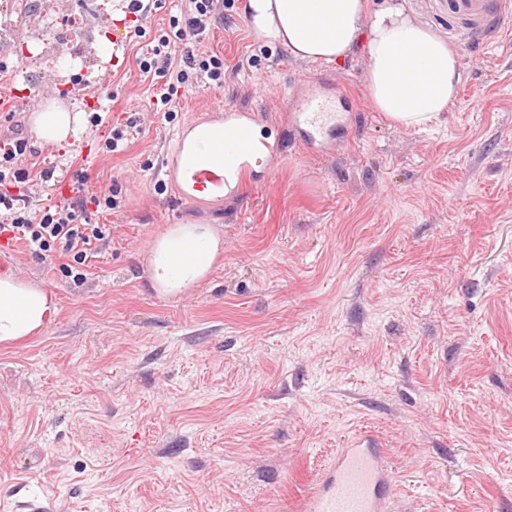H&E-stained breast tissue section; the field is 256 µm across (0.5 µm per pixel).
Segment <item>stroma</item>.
<instances>
[{
	"instance_id": "35a3bbf8",
	"label": "stroma",
	"mask_w": 512,
	"mask_h": 512,
	"mask_svg": "<svg viewBox=\"0 0 512 512\" xmlns=\"http://www.w3.org/2000/svg\"><path fill=\"white\" fill-rule=\"evenodd\" d=\"M0 0V140L24 138L26 162L57 181L22 186L32 208L64 202L77 180L121 203L88 211L112 227L74 285L0 238V264L50 292L43 331L0 347V512H291L337 448H384L397 482L389 512H512V5L404 0L458 55L454 105L427 129L373 108L355 50L306 63L251 33L242 0L223 54V88L186 92L174 120L146 112L120 153L104 141L121 112L143 108L136 45L121 0H65L103 83L60 77L57 54L26 55L46 0ZM328 78L349 128L332 153L282 123V91ZM100 113L62 147L30 129V92ZM254 114L283 163L251 171L232 194L188 204L163 174L187 117L215 105ZM208 224L224 251L178 300L147 273L154 238Z\"/></svg>"
}]
</instances>
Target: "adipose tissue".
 Listing matches in <instances>:
<instances>
[{
  "label": "adipose tissue",
  "instance_id": "ef3b65f1",
  "mask_svg": "<svg viewBox=\"0 0 512 512\" xmlns=\"http://www.w3.org/2000/svg\"><path fill=\"white\" fill-rule=\"evenodd\" d=\"M244 12L257 40L281 45L302 62L334 63L355 47L366 55L365 82L376 111L394 125L425 129L451 107L461 80L458 56L446 42L420 25L400 0H386L370 11L368 0H246ZM85 126V115L47 99L31 115L38 144L54 148ZM238 135L253 142L242 163L261 165L267 158L258 123L243 117L205 121L180 144L181 169L208 167V148ZM222 248L208 224H174L158 235L148 254V272L156 291L170 299L198 286L210 274ZM51 296L28 279L0 276V346L9 347L42 332Z\"/></svg>",
  "mask_w": 512,
  "mask_h": 512
}]
</instances>
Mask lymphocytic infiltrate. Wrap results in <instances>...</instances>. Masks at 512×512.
Listing matches in <instances>:
<instances>
[{
	"label": "lymphocytic infiltrate",
	"mask_w": 512,
	"mask_h": 512,
	"mask_svg": "<svg viewBox=\"0 0 512 512\" xmlns=\"http://www.w3.org/2000/svg\"><path fill=\"white\" fill-rule=\"evenodd\" d=\"M224 7L225 0H183L179 15L170 18L164 31L150 37L143 27L130 30V41L141 46L139 71L153 82V111L175 118L179 90H191L205 81L223 85V56L202 50L201 44L209 31L223 25ZM26 152L22 138L0 146V238L20 241L32 255L45 260L65 256L62 275L81 283L86 277L89 246L109 243L111 228L82 223L80 217L91 206L115 209L118 192L108 188L89 196L77 186L66 203L36 210L22 206L11 188L30 177L20 163Z\"/></svg>",
	"instance_id": "f902f5d3"
}]
</instances>
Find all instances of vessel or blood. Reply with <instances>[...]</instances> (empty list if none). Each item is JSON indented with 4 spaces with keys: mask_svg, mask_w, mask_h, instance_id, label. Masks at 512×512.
I'll return each instance as SVG.
<instances>
[{
    "mask_svg": "<svg viewBox=\"0 0 512 512\" xmlns=\"http://www.w3.org/2000/svg\"><path fill=\"white\" fill-rule=\"evenodd\" d=\"M288 121L309 145L328 142L341 125L333 99L315 79L306 80ZM395 482L383 450L361 439L337 449L294 512H387Z\"/></svg>",
    "mask_w": 512,
    "mask_h": 512,
    "instance_id": "obj_1",
    "label": "vessel or blood"
}]
</instances>
